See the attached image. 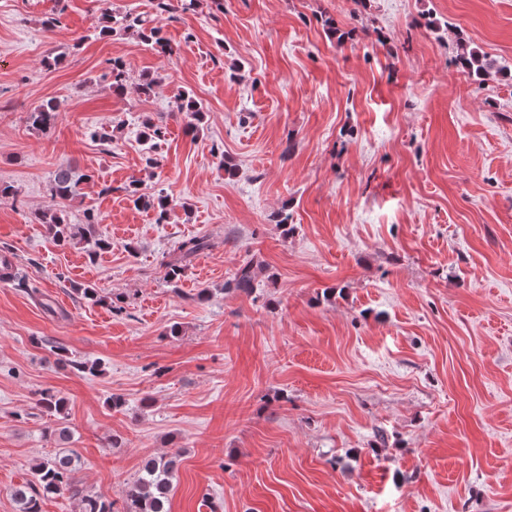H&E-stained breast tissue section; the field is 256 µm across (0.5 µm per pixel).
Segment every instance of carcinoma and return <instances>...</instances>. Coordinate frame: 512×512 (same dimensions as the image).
<instances>
[{"mask_svg":"<svg viewBox=\"0 0 512 512\" xmlns=\"http://www.w3.org/2000/svg\"><path fill=\"white\" fill-rule=\"evenodd\" d=\"M131 31L146 41H152L167 47L160 36L161 27L158 19H146L128 14L117 16L112 10L105 8L94 25V30L104 36L115 31V28ZM456 61L469 74L481 79L492 73L501 72L486 55L465 45L458 47ZM176 111L186 119V129L197 130L195 121L201 118L199 103L189 94L183 93L176 100ZM59 104L49 99L39 104L29 113L28 120L32 127L44 129L49 127L58 117ZM82 176L75 168L66 165L59 167L53 175L52 199L55 207L39 212L37 220L48 226V230L58 242H68L77 236H84L90 231L94 220L89 218L86 226L67 224L62 217L63 208L75 195L76 187ZM128 195L137 206L153 209L158 223L166 220L172 199L167 195L146 196L140 193L139 183L134 181L127 188ZM214 247V243L204 237L192 236L177 243L174 249L175 258L168 264V274L176 278L183 270V263L197 256L200 252ZM260 265L252 260L245 262L236 271L231 285L242 290L254 288L256 269ZM39 405L50 414H60L64 409V401L50 391L41 393ZM180 452L169 455L151 457L144 461L141 474L126 489L124 512H168V505L173 490V480L180 464ZM79 466L78 456L72 451H61L58 454L42 459L32 467L33 480L16 486L11 496L17 504L18 512H41V498L68 490L78 500V512H114L113 503L101 497L83 493L73 482V474Z\"/></svg>","mask_w":512,"mask_h":512,"instance_id":"carcinoma-1","label":"carcinoma"}]
</instances>
